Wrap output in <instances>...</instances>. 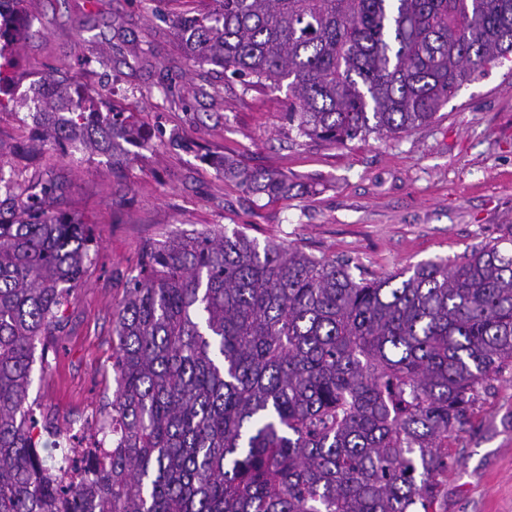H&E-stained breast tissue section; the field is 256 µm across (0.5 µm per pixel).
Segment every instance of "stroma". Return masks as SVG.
<instances>
[{
	"instance_id": "obj_1",
	"label": "stroma",
	"mask_w": 512,
	"mask_h": 512,
	"mask_svg": "<svg viewBox=\"0 0 512 512\" xmlns=\"http://www.w3.org/2000/svg\"><path fill=\"white\" fill-rule=\"evenodd\" d=\"M207 3L31 0L12 97L34 100L44 78L61 75L128 116L144 138L121 167L49 148L30 161L22 153L36 132L30 111H0V161L22 186L59 176L67 210L97 242L56 345L31 372L29 397L41 411L83 420L111 395L112 311L145 242L241 230L381 276L455 258L512 224V59L410 133L315 142L290 126L287 91L243 89L184 56L170 18ZM220 158L286 175L295 189L285 198L251 193L224 175ZM450 451L445 512H512V370L481 393Z\"/></svg>"
}]
</instances>
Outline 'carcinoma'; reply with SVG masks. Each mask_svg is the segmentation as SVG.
Masks as SVG:
<instances>
[{"label": "carcinoma", "mask_w": 512, "mask_h": 512, "mask_svg": "<svg viewBox=\"0 0 512 512\" xmlns=\"http://www.w3.org/2000/svg\"><path fill=\"white\" fill-rule=\"evenodd\" d=\"M0 13V95L27 0ZM174 25L187 55L248 87L287 88L300 137L344 144L429 123L512 54V0H211ZM37 141L125 160L122 112L51 77ZM251 192L276 173L223 162ZM49 175L17 190L0 164V512H438L448 438L512 368V224L463 257L383 277L348 258L181 233L141 249L113 313L112 443L81 483L49 468L28 400L37 345L94 263L90 226L55 210Z\"/></svg>", "instance_id": "carcinoma-1"}]
</instances>
